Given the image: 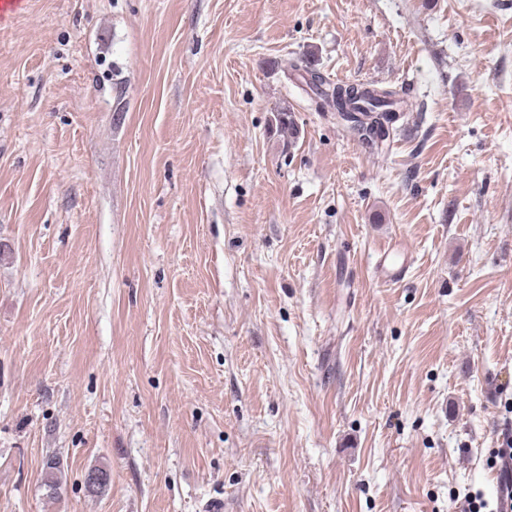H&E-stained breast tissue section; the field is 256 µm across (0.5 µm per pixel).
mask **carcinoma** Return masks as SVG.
Listing matches in <instances>:
<instances>
[{
    "label": "carcinoma",
    "instance_id": "carcinoma-1",
    "mask_svg": "<svg viewBox=\"0 0 512 512\" xmlns=\"http://www.w3.org/2000/svg\"><path fill=\"white\" fill-rule=\"evenodd\" d=\"M305 85L319 99V108L330 107L336 119L344 122L368 145H377L390 137L399 120V100L396 92L369 84L333 83L315 69L306 70ZM277 132L290 145L297 136L293 111L283 106L274 115Z\"/></svg>",
    "mask_w": 512,
    "mask_h": 512
}]
</instances>
